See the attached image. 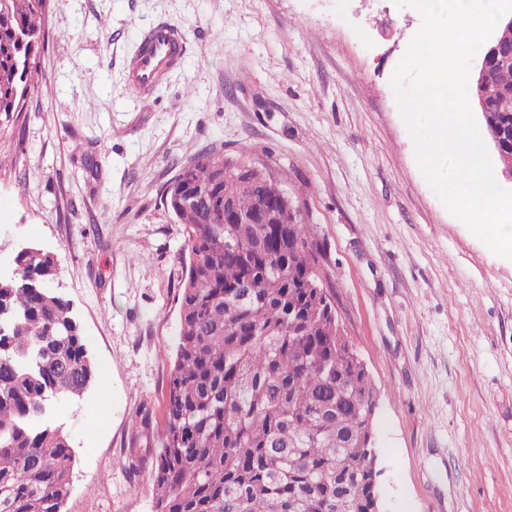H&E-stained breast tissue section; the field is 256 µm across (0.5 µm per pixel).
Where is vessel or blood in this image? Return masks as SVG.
<instances>
[{
  "label": "vessel or blood",
  "mask_w": 512,
  "mask_h": 512,
  "mask_svg": "<svg viewBox=\"0 0 512 512\" xmlns=\"http://www.w3.org/2000/svg\"><path fill=\"white\" fill-rule=\"evenodd\" d=\"M185 51L180 28L160 22L138 37V47L127 62V83L141 99H150L164 76L176 67Z\"/></svg>",
  "instance_id": "obj_1"
}]
</instances>
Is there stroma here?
Wrapping results in <instances>:
<instances>
[{
	"label": "stroma",
	"instance_id": "stroma-1",
	"mask_svg": "<svg viewBox=\"0 0 512 512\" xmlns=\"http://www.w3.org/2000/svg\"><path fill=\"white\" fill-rule=\"evenodd\" d=\"M187 50L150 101L137 33ZM422 25L394 0H50L27 110L0 114V260L31 243L104 378L58 402L64 512H155L134 416L161 413L185 228L166 189L198 149L267 168L312 224L347 336L379 389L386 512H512V260L433 192L391 86Z\"/></svg>",
	"mask_w": 512,
	"mask_h": 512
}]
</instances>
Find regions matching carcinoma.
<instances>
[{"mask_svg": "<svg viewBox=\"0 0 512 512\" xmlns=\"http://www.w3.org/2000/svg\"><path fill=\"white\" fill-rule=\"evenodd\" d=\"M48 0H0V112L21 113L38 87ZM512 61L491 66L489 122L512 148ZM272 189L224 172L201 149L166 192L186 229L178 294L179 342L162 425L134 427L153 448H131L125 467L151 464L160 512H372L371 449L356 447L377 387L353 356L321 270L313 226L290 214L246 220ZM199 203L188 205L186 201ZM233 203L240 219L210 224ZM230 237L237 250H224ZM0 283L14 316L0 338V512H63L74 456L44 420L57 400H80L96 381L70 302L50 288L52 255L15 257ZM252 281V298L236 285Z\"/></svg>", "mask_w": 512, "mask_h": 512, "instance_id": "1", "label": "carcinoma"}]
</instances>
